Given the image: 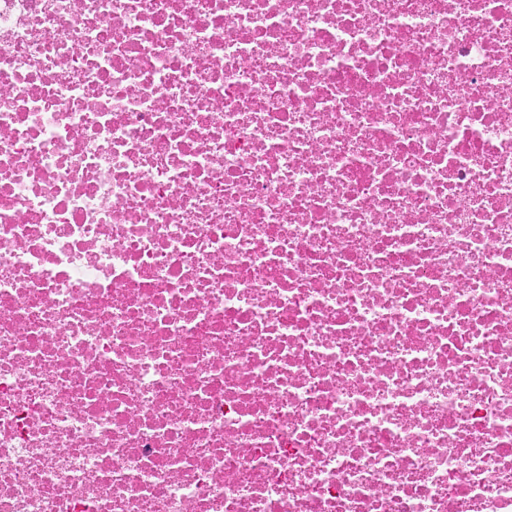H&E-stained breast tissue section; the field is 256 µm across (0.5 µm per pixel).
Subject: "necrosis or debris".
<instances>
[{
	"label": "necrosis or debris",
	"instance_id": "necrosis-or-debris-1",
	"mask_svg": "<svg viewBox=\"0 0 512 512\" xmlns=\"http://www.w3.org/2000/svg\"><path fill=\"white\" fill-rule=\"evenodd\" d=\"M0 512H512V0H0Z\"/></svg>",
	"mask_w": 512,
	"mask_h": 512
}]
</instances>
